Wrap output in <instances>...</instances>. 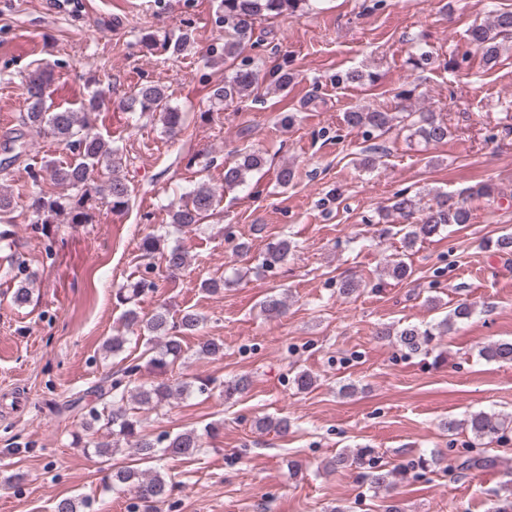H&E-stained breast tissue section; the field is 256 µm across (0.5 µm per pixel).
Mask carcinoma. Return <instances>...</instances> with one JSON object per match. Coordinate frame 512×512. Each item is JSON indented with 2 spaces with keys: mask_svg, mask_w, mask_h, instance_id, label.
<instances>
[{
  "mask_svg": "<svg viewBox=\"0 0 512 512\" xmlns=\"http://www.w3.org/2000/svg\"><path fill=\"white\" fill-rule=\"evenodd\" d=\"M310 2L311 0H220L221 22L224 23L221 59L226 61L237 56L241 46L252 40L254 24L257 21L276 18L285 13L302 16L307 13ZM467 38L482 51L485 64L495 66L503 42L512 40V9L493 11L487 22L468 29ZM257 81L258 74L254 70L240 69L232 76L224 78V85L214 90V102L240 100L252 92ZM52 84L53 75L49 71L28 80L27 111L20 114V122L24 127L62 142L69 148L72 153L69 161H47L41 166V170L45 171L55 185L71 189L73 193L63 196L43 193L33 197L28 205L31 223L53 224L55 220L62 218L68 224H84L87 222L89 210L93 208V202L96 201V194L102 190L107 192L112 209L128 207L130 189L119 176L121 157L112 143L95 130L91 119V114L104 104L103 91L93 92L88 101L76 109L61 108L53 105ZM123 108L132 113L159 112L169 134L175 135L181 131L182 112L170 104L169 94L160 85L137 88L126 99ZM401 119L406 122L410 136L427 144L445 142L450 135L448 125L432 111L418 112L410 109L405 111ZM393 120L390 113L374 109H358L345 114V123L349 127L363 128L368 136L384 135ZM263 161V156L256 151L239 154L235 161L224 166V189L232 191L244 186L248 175L261 168ZM99 170H105L108 174L107 184L102 190L91 186L92 174ZM214 205L215 191L207 184L199 183L184 193L178 204L172 206L171 224L182 233L193 231L214 210ZM14 208L13 196L0 191V224L12 223L10 214ZM389 210L407 220V223L400 225V232L403 233L402 240L408 247L441 235L453 224H467L471 217L465 199H455L445 192L436 193L426 203L422 197L401 190L395 194ZM163 241L165 236L150 232L141 238L139 249L149 259L157 254L161 255L170 271L184 268L187 263L184 251L179 247L165 249L161 247ZM0 244L9 250L3 259L8 263L11 281L15 284L12 301L17 306L26 305L31 302L37 274L20 252L12 250L14 243L11 230L0 229ZM290 252V241L279 239L271 242L261 256L260 265L263 268L280 265L287 260ZM145 287L146 281L140 279L128 288L119 289L116 299L122 305L131 303L145 291ZM474 314V305L462 300L433 325L425 328L407 325L394 332L385 327L378 330L377 337L380 340L393 337L401 347L417 352L431 345L436 337L447 335L455 325L469 321ZM202 321L201 316L192 312L176 317L165 305L156 308L147 318L140 316L133 308L125 311L124 323L127 330L137 328L159 339L157 345L148 349L150 357L146 366L128 364L96 386L90 392L91 399L78 396L65 402V408L80 413L83 430H92L100 423L112 429V441L94 443L96 455L110 461L121 451L122 442L131 447L136 460L144 463L174 457L191 459L198 454L202 447V434L195 430L176 434L147 433L127 405L134 401L156 408L165 403L170 404L192 390L200 393L212 390L213 381L208 379L200 381L195 387L189 382L167 378L168 371L185 353L183 338L195 333ZM479 356L488 361L512 363V340L489 342L479 349ZM144 368L162 376V380L150 384L140 382V374ZM250 384V377L241 375L219 384L218 389L224 399L228 400L246 392ZM255 425L263 432L276 434H284L289 428L288 419L282 417H263ZM460 428L469 430L474 440L487 445L503 440L506 433L512 431V416L507 418L495 412L479 410L469 413L461 421L450 420L443 424V429L450 433ZM369 455L371 450L368 448H361L355 453L344 452L331 460L329 467H361ZM443 461L444 457L439 454L428 458L422 456L414 467L426 469L442 466L447 471L463 473L489 470L497 465L496 457L483 451H469L446 465ZM405 474L406 471L399 467L372 466L366 479L374 488L387 490ZM105 488L132 493V507L139 512H158L157 506L171 496L174 483L157 470L147 472L133 464L115 463L111 465ZM87 507L89 502L85 499L66 497L55 502L54 512H82ZM489 512H512L511 482L504 483L495 494Z\"/></svg>",
  "mask_w": 512,
  "mask_h": 512,
  "instance_id": "obj_1",
  "label": "carcinoma"
}]
</instances>
